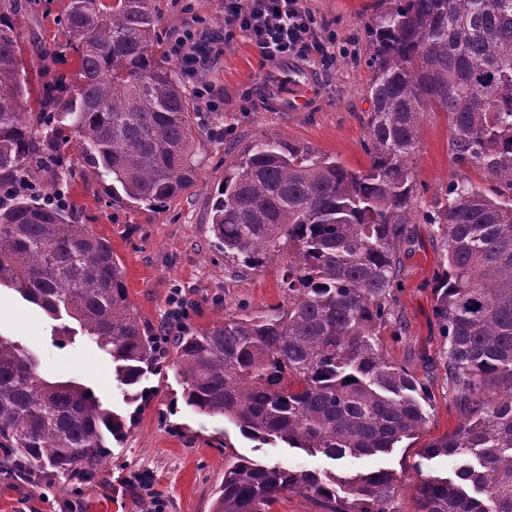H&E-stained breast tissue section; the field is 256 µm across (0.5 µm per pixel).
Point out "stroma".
Instances as JSON below:
<instances>
[{
	"label": "stroma",
	"instance_id": "stroma-1",
	"mask_svg": "<svg viewBox=\"0 0 512 512\" xmlns=\"http://www.w3.org/2000/svg\"><path fill=\"white\" fill-rule=\"evenodd\" d=\"M307 4L318 32L348 42L353 52L337 58L328 70L314 58L304 63L313 80L309 101L304 110L291 112L280 105L276 78L281 66L263 61L242 33L225 30L224 0H153L159 54L183 81L201 127L196 144L201 164L194 182L179 195L156 207L113 201L111 177L84 168L75 143L63 148L72 164L61 187L66 210L76 223L110 242L129 299L149 329L165 321L175 292L188 315L182 322L168 323L174 334L184 326L210 329L231 315L287 305L283 264L260 271L230 265L210 231L224 170L248 143L274 132L288 143L336 158L349 169L369 168V26L387 9L389 0H307ZM64 5L65 0H34L31 11L16 21L20 60L30 89L26 109L34 114L40 111L45 71L69 75L78 67L77 54L57 22ZM185 30L194 32L208 55L207 65L194 73L171 50L177 33ZM208 97L216 100L217 112L207 111ZM450 139L444 113L428 114L413 158L419 204H428L444 192L459 171L449 150ZM406 230L410 244L401 254L394 318L381 332L379 349L392 363L426 382L432 399L425 407L428 422L416 436L390 453L372 457L335 461L281 443L262 444L245 439L223 418L195 413L182 400L183 383L171 352L161 370L143 378L141 385L151 396L141 410H134L126 401L125 386L112 376L110 356L76 323L51 319L15 291L0 288V337L23 346L44 377L80 383L110 410L136 417L124 437L111 441L107 460L84 485L82 495H75L74 481L66 475L31 482L0 474V512H146L148 499L129 489L136 473L150 476L165 512H213V494L224 479V463L236 455L342 476L386 469L397 478L393 512H416L420 482L432 475H453L455 468L452 458L430 459L423 449L453 432L464 420L465 408L449 397L442 367L446 343L434 313V288L442 269L437 227L416 223Z\"/></svg>",
	"mask_w": 512,
	"mask_h": 512
}]
</instances>
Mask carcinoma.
I'll use <instances>...</instances> for the list:
<instances>
[{
  "instance_id": "obj_1",
  "label": "carcinoma",
  "mask_w": 512,
  "mask_h": 512,
  "mask_svg": "<svg viewBox=\"0 0 512 512\" xmlns=\"http://www.w3.org/2000/svg\"><path fill=\"white\" fill-rule=\"evenodd\" d=\"M28 2L0 0V287L76 321L111 356L129 402H144L138 385L164 360L161 338L130 303L110 243L68 220L40 177L61 186L62 144L73 140L86 167L112 177L113 196L160 205L195 178L193 106L158 56L152 0H68L59 24L78 70L43 84L44 111L29 119L15 26ZM369 68L367 171L269 133L224 172L216 244L254 271L292 248L288 307L168 340L182 398L248 440L333 460L387 454L423 428L430 392L381 354L378 336L409 243L420 126L442 112L451 154L492 188L463 173L422 213L444 255L435 315L448 394L468 415L423 449L460 465L453 479L420 484L418 512H512V0H394L371 25ZM132 424L0 338V448L12 471L91 480L105 434L118 440ZM395 491L385 470L347 479L235 456L214 512H270L288 492L323 512H391Z\"/></svg>"
}]
</instances>
